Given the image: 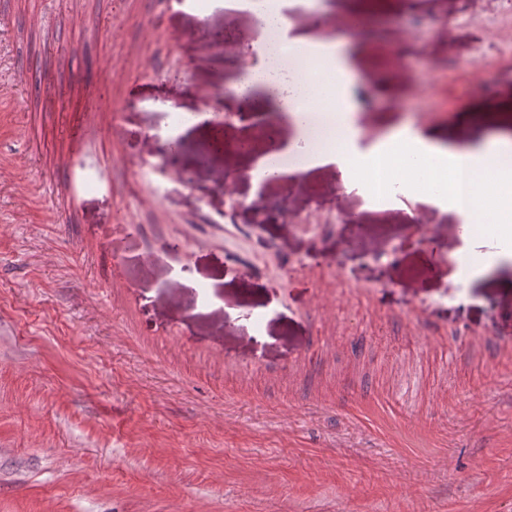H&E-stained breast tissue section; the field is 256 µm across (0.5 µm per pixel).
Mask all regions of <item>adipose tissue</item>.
<instances>
[{
  "label": "adipose tissue",
  "mask_w": 512,
  "mask_h": 512,
  "mask_svg": "<svg viewBox=\"0 0 512 512\" xmlns=\"http://www.w3.org/2000/svg\"><path fill=\"white\" fill-rule=\"evenodd\" d=\"M275 2L276 10L262 19L261 37H277L290 62L304 70L307 96L291 93L282 98L299 135L279 141L271 154L256 158L247 178L254 181L268 172L293 176L331 165L339 170L345 187L361 188L373 197L382 196L388 184H399L424 204L462 216L465 245L459 254L468 261L467 272L488 269L494 259L478 251V241L490 234L512 240V139L495 137L460 147L444 142L434 131L408 124L364 150L358 145L351 113L336 112L335 138L326 146H314L311 106L325 92L339 98L351 75L338 44L316 41L308 32L294 29L286 14L288 0ZM485 186L492 189L486 196L480 193Z\"/></svg>",
  "instance_id": "ef3b65f1"
}]
</instances>
